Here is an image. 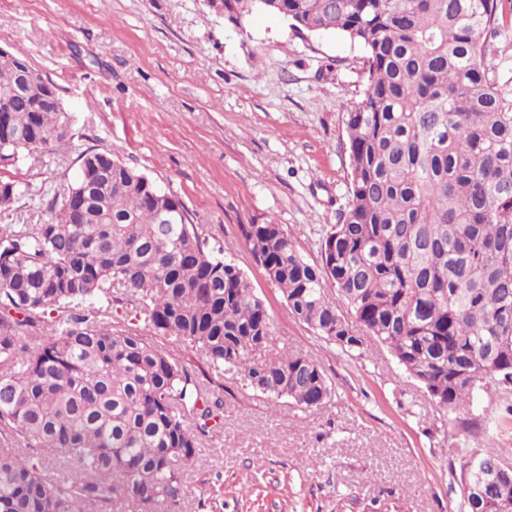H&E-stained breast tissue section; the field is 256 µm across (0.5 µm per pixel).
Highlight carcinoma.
Wrapping results in <instances>:
<instances>
[{
    "instance_id": "1",
    "label": "carcinoma",
    "mask_w": 512,
    "mask_h": 512,
    "mask_svg": "<svg viewBox=\"0 0 512 512\" xmlns=\"http://www.w3.org/2000/svg\"><path fill=\"white\" fill-rule=\"evenodd\" d=\"M221 3L238 26L263 11L366 52L345 121L348 202L321 264L279 224L241 225L289 312L345 352L372 337L450 413L486 385L511 393L512 72L485 63L483 41L501 0ZM50 84L23 54L0 53L1 162L43 164L66 138L62 104L33 107ZM78 162L46 222L0 225V512H169L223 401L148 333L275 400L314 408L331 386L306 356L254 359L271 340L265 304L171 212L178 199L107 151ZM114 288L144 329L77 310ZM481 457L462 512H512L506 450Z\"/></svg>"
}]
</instances>
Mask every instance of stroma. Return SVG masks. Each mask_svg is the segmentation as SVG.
<instances>
[{
    "mask_svg": "<svg viewBox=\"0 0 512 512\" xmlns=\"http://www.w3.org/2000/svg\"><path fill=\"white\" fill-rule=\"evenodd\" d=\"M0 48L51 80L70 116L53 162L0 166L20 187L0 225L49 219L78 156L109 151L246 274L272 320L256 359L305 355L331 384L304 410L199 367L224 413L184 474L182 512H458L462 461L448 450L512 448V395L477 390L449 425L386 349L344 352L289 315L241 234L282 225L320 262L348 200L345 108L362 96L364 48L264 13L238 27L209 0H0Z\"/></svg>",
    "mask_w": 512,
    "mask_h": 512,
    "instance_id": "obj_1",
    "label": "stroma"
}]
</instances>
